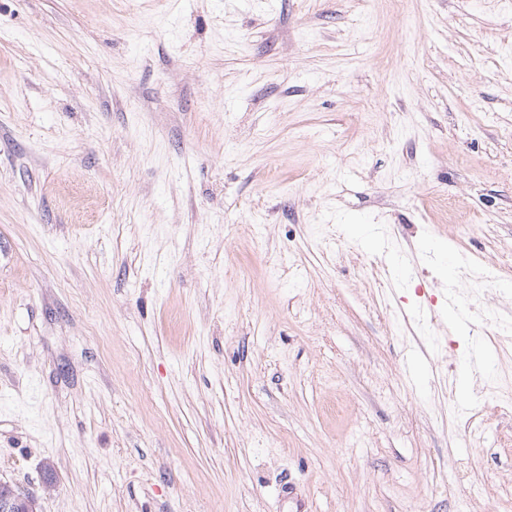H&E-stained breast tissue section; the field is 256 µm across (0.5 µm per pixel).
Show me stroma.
Segmentation results:
<instances>
[{
    "mask_svg": "<svg viewBox=\"0 0 512 512\" xmlns=\"http://www.w3.org/2000/svg\"><path fill=\"white\" fill-rule=\"evenodd\" d=\"M506 282L512 0H0L37 512H504Z\"/></svg>",
    "mask_w": 512,
    "mask_h": 512,
    "instance_id": "35a3bbf8",
    "label": "stroma"
}]
</instances>
